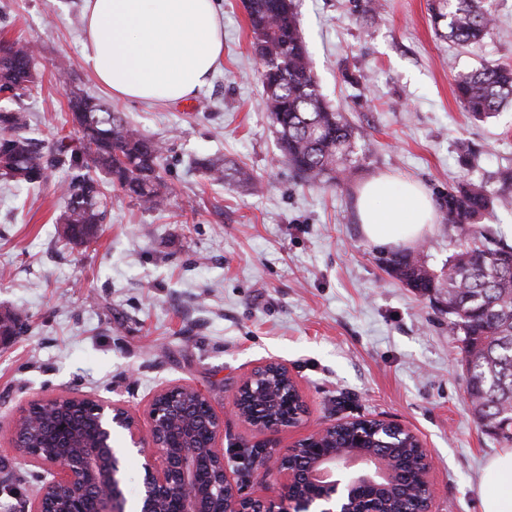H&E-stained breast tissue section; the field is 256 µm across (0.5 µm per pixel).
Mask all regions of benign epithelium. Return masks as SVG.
I'll use <instances>...</instances> for the list:
<instances>
[{
  "mask_svg": "<svg viewBox=\"0 0 512 512\" xmlns=\"http://www.w3.org/2000/svg\"><path fill=\"white\" fill-rule=\"evenodd\" d=\"M208 401L189 385L169 386L153 398L143 426L119 401L75 397L97 415L98 444L76 454L77 441L60 428L57 446L34 455L20 444L19 453L43 468L50 479L28 501L29 512H128L127 484L112 435L124 431L129 448L151 442L157 456L144 463L142 492L135 512H381L376 497L360 500L363 485L387 489L395 472L388 460L365 456L357 465L350 455L327 443V424L294 442L272 459L262 474L263 492L245 496L231 476L219 441L222 421L214 409L206 418L189 416L190 401ZM236 416L261 432L296 428L307 415L306 402L288 366L270 360L256 367L237 387ZM418 473L425 491L419 512H432L429 493L433 464L426 448Z\"/></svg>",
  "mask_w": 512,
  "mask_h": 512,
  "instance_id": "benign-epithelium-1",
  "label": "benign epithelium"
}]
</instances>
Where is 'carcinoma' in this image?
I'll use <instances>...</instances> for the list:
<instances>
[{
    "mask_svg": "<svg viewBox=\"0 0 512 512\" xmlns=\"http://www.w3.org/2000/svg\"><path fill=\"white\" fill-rule=\"evenodd\" d=\"M265 111L279 134L282 158L306 183L338 184L353 168L360 132L340 112L330 109L319 93L309 65L292 0H245ZM434 22L448 19V37L463 44L480 41L492 23L484 0H438ZM28 43L0 42V93L14 102L34 83ZM456 95L465 112L477 120L512 107V67L487 63L461 76ZM71 122L79 137L75 146L59 144L57 151L37 150L27 132L21 109L0 108V176L18 185L46 182L60 164L73 170L62 188L65 211L61 240L86 244L97 237L106 219L107 203L99 180L104 175L113 189L122 191L147 209H164L173 189L160 175L164 144L145 137L119 112L89 95L75 92L69 99ZM196 165L229 185H246L251 174L229 166L222 158ZM443 223L459 230L440 268L425 251L392 254L378 263L393 278L427 297L448 314V329L459 337L466 371L465 392L477 421L493 427L502 441L512 443V245L480 223L493 209L497 196L482 182L471 180L435 192ZM65 413L84 432L92 430L90 414L63 401L37 413V423L25 434L32 448L49 450L50 423ZM355 427L336 425V445L353 446ZM387 439L370 441L396 462L397 478L387 495L394 512L411 508L410 494L419 467L414 443L388 447Z\"/></svg>",
    "mask_w": 512,
    "mask_h": 512,
    "instance_id": "1",
    "label": "carcinoma"
}]
</instances>
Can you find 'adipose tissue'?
Instances as JSON below:
<instances>
[{
  "label": "adipose tissue",
  "mask_w": 512,
  "mask_h": 512,
  "mask_svg": "<svg viewBox=\"0 0 512 512\" xmlns=\"http://www.w3.org/2000/svg\"><path fill=\"white\" fill-rule=\"evenodd\" d=\"M82 2L83 63L113 97L167 104L208 84L224 49L216 0ZM360 218L371 243L394 247L422 240L435 213L421 187L381 175L361 189ZM484 480L482 512H512V448L487 461Z\"/></svg>",
  "instance_id": "adipose-tissue-1"
}]
</instances>
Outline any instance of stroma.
Listing matches in <instances>:
<instances>
[{
	"instance_id": "1",
	"label": "stroma",
	"mask_w": 512,
	"mask_h": 512,
	"mask_svg": "<svg viewBox=\"0 0 512 512\" xmlns=\"http://www.w3.org/2000/svg\"><path fill=\"white\" fill-rule=\"evenodd\" d=\"M293 0L318 90L357 126L364 146L352 180L302 182L281 157L262 105L244 0H217L223 57L189 101L115 100L82 63L81 0H0V40L38 48V88L20 102L44 152L76 141L71 92L112 104L150 138L174 190L149 211L104 185L112 206L97 239L62 246L58 186L29 191L0 179V314L21 331L0 342V506L24 512L40 468L22 458L12 422L37 399L90 395L123 401L139 420L163 387L202 392L236 448L284 452L321 425L391 419L413 430L433 460V512H482L486 461L505 442L487 435L465 399L466 372L448 317L378 264L357 210L361 184L387 174L427 193L465 178L502 189L512 169V109L485 122L458 103L457 78L486 62L512 66V0H487L493 24L459 46L435 32L432 0ZM221 156L254 182L212 181L194 160ZM285 363L308 403L301 427L260 433L232 411L240 380Z\"/></svg>"
}]
</instances>
